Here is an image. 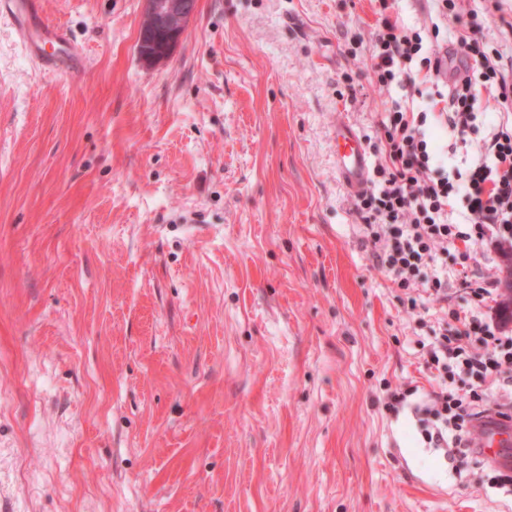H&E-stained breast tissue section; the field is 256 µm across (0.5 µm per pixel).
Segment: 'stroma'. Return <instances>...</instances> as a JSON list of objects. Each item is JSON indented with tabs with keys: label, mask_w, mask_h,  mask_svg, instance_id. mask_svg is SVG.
I'll return each mask as SVG.
<instances>
[{
	"label": "stroma",
	"mask_w": 512,
	"mask_h": 512,
	"mask_svg": "<svg viewBox=\"0 0 512 512\" xmlns=\"http://www.w3.org/2000/svg\"><path fill=\"white\" fill-rule=\"evenodd\" d=\"M41 4L84 68L0 17V512H512L424 438L437 315L336 169L426 106L374 84L376 0H196L158 66L142 0ZM336 163L339 173L351 191L362 190L368 179L367 156L362 138L348 124L336 127Z\"/></svg>",
	"instance_id": "35a3bbf8"
}]
</instances>
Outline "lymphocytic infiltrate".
Listing matches in <instances>:
<instances>
[{
  "label": "lymphocytic infiltrate",
  "mask_w": 512,
  "mask_h": 512,
  "mask_svg": "<svg viewBox=\"0 0 512 512\" xmlns=\"http://www.w3.org/2000/svg\"><path fill=\"white\" fill-rule=\"evenodd\" d=\"M371 72L379 87L401 82L419 89L418 75L441 77L444 60L424 32L405 27L392 0H378ZM438 11L460 27L456 37L465 71L455 77L444 106L435 113L410 112L393 104L378 161L367 188L355 194L353 208L377 267L408 294L443 305L444 317L457 321L428 346L440 380L424 409L432 427L427 440L471 453V435L486 414L512 418V331L493 319L495 289L473 280L466 264L476 254L505 256L512 248V60L480 38L481 26L456 10L455 0H439ZM494 100L500 114L483 137L480 154L467 174L450 173L440 162L439 134L474 131L483 100ZM466 215L456 220L458 202ZM463 243L460 269H437L439 251ZM456 279L472 305L471 315L448 308V281ZM474 378L455 385L458 375Z\"/></svg>",
  "instance_id": "obj_1"
}]
</instances>
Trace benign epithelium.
<instances>
[{"instance_id": "1", "label": "benign epithelium", "mask_w": 512, "mask_h": 512, "mask_svg": "<svg viewBox=\"0 0 512 512\" xmlns=\"http://www.w3.org/2000/svg\"><path fill=\"white\" fill-rule=\"evenodd\" d=\"M140 32L142 59L151 65L170 59L185 34L195 6L191 0H145Z\"/></svg>"}]
</instances>
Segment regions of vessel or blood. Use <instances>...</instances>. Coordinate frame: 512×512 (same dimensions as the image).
Returning a JSON list of instances; mask_svg holds the SVG:
<instances>
[{
	"mask_svg": "<svg viewBox=\"0 0 512 512\" xmlns=\"http://www.w3.org/2000/svg\"><path fill=\"white\" fill-rule=\"evenodd\" d=\"M10 17L19 39L30 56L37 59L47 70L59 68L56 56L45 53L44 45L49 41L62 40L63 35L40 19V0H0V13ZM336 163L339 173L351 191L362 190L368 179L367 156L363 141L348 124H339L335 135ZM481 432L484 444L481 455L500 465H511L512 457L504 455L503 447L512 445V424L501 423L492 415L483 420Z\"/></svg>",
	"mask_w": 512,
	"mask_h": 512,
	"instance_id": "vessel-or-blood-1",
	"label": "vessel or blood"
}]
</instances>
